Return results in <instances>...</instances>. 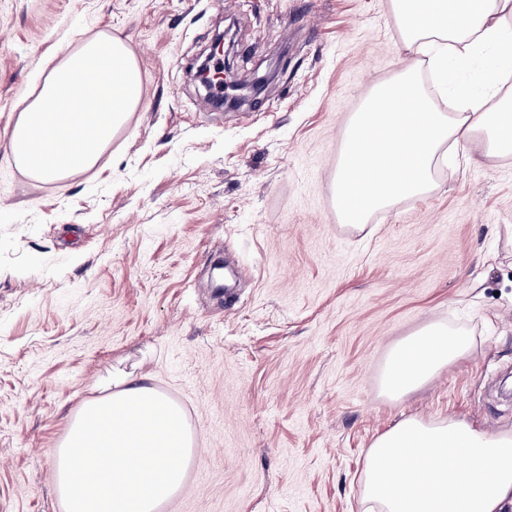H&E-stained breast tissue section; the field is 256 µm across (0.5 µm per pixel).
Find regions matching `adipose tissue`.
Here are the masks:
<instances>
[{
  "instance_id": "obj_1",
  "label": "adipose tissue",
  "mask_w": 512,
  "mask_h": 512,
  "mask_svg": "<svg viewBox=\"0 0 512 512\" xmlns=\"http://www.w3.org/2000/svg\"><path fill=\"white\" fill-rule=\"evenodd\" d=\"M403 50L437 46L451 57L494 55L477 87L458 88L439 110L413 70L375 89L350 121L337 193L353 192L347 223L364 227L374 212L432 189V167L448 149L478 144L484 157L512 155V0H392ZM138 63L108 32L84 39L59 60L40 89L18 103L10 155L41 180L94 167L140 102ZM87 100L91 111L72 112ZM43 131L40 143L31 131ZM459 327L431 323L390 352L382 392L403 397L467 355ZM179 408L146 377L116 374L71 416L56 448L55 492L65 512H156L181 485L193 453ZM363 512H504L512 505V430L472 429L455 419L411 416L376 437L361 470Z\"/></svg>"
}]
</instances>
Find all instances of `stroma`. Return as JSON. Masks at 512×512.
Here are the masks:
<instances>
[{
	"mask_svg": "<svg viewBox=\"0 0 512 512\" xmlns=\"http://www.w3.org/2000/svg\"><path fill=\"white\" fill-rule=\"evenodd\" d=\"M233 26L259 104L217 112L196 54ZM112 32L142 98L92 170L37 181L10 159L17 102ZM391 0H0V512H62L48 472L112 372L181 408L195 457L169 512H355L373 439L410 415L512 429V155L444 161L429 194L342 222L348 119L405 69ZM232 268L216 293V260ZM432 322L469 355L399 399L393 347Z\"/></svg>",
	"mask_w": 512,
	"mask_h": 512,
	"instance_id": "stroma-1",
	"label": "stroma"
}]
</instances>
